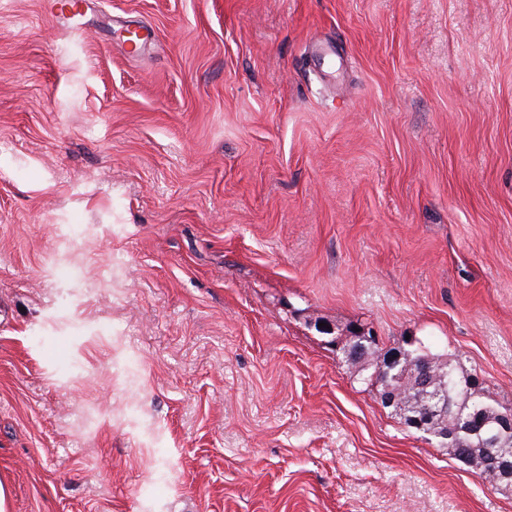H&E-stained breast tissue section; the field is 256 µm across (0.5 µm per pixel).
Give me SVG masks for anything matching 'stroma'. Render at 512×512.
<instances>
[{
	"label": "stroma",
	"mask_w": 512,
	"mask_h": 512,
	"mask_svg": "<svg viewBox=\"0 0 512 512\" xmlns=\"http://www.w3.org/2000/svg\"><path fill=\"white\" fill-rule=\"evenodd\" d=\"M47 2L0 0L1 508L512 512L339 351L512 403V0ZM121 40L125 45L126 53L130 57L138 56L148 45L153 42L152 31L147 27H137L135 29H123L121 31Z\"/></svg>",
	"instance_id": "obj_1"
}]
</instances>
